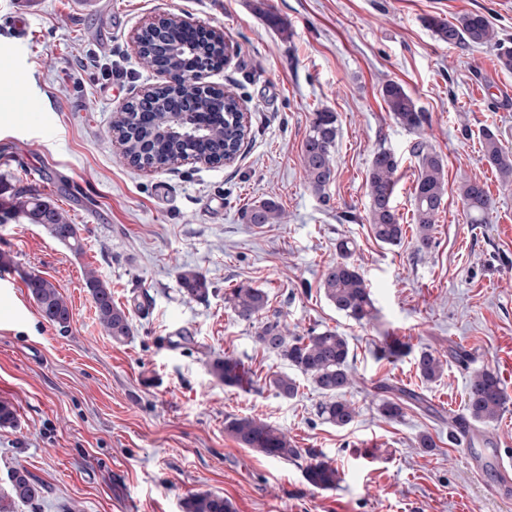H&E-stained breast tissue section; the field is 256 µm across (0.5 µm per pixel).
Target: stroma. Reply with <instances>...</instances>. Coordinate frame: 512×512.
Returning a JSON list of instances; mask_svg holds the SVG:
<instances>
[{
    "instance_id": "obj_1",
    "label": "stroma",
    "mask_w": 512,
    "mask_h": 512,
    "mask_svg": "<svg viewBox=\"0 0 512 512\" xmlns=\"http://www.w3.org/2000/svg\"><path fill=\"white\" fill-rule=\"evenodd\" d=\"M256 0H0V202L32 187L79 227L74 252L38 224H0V401L17 424L0 427V487L23 465L47 487L39 508L9 512H183L192 492L224 493L237 512H512L491 495L494 470L474 475L448 423L464 411L472 372L490 368L509 400L489 426L512 453V188L483 156L480 131H497L512 152V87L487 47H452L425 25L483 14L512 38V0H266L289 36L268 26ZM173 14L223 29L230 63L206 83L234 93L250 133L230 164L185 162L164 171L133 166L110 134L129 99L162 75L144 69L133 32ZM27 22L17 36V17ZM399 82L426 116L419 132L392 118L382 85ZM37 103L45 116L35 122ZM336 115L335 174L323 194L309 187L301 156L314 112ZM443 158L446 194L431 251H416L412 212L416 139ZM399 160L394 204L398 246L377 241L368 223L366 180L374 153ZM486 184L493 204L469 223L459 188ZM271 198L279 224L244 223L243 209ZM350 239L376 311L359 324L320 290L336 242ZM96 269L129 310L133 336L104 335L85 288ZM193 269L211 283L188 300L178 276ZM51 280L71 309L68 329L44 320L25 285ZM251 283L269 295L292 332L337 329L354 354L347 398L357 412L341 429L317 415L320 397L302 383L285 400L265 384L283 366L224 304V291ZM438 352L441 379H420L411 355L379 357L381 340ZM242 360L245 387L212 377V355ZM422 393L430 410L398 421L377 407L385 386ZM282 429L301 450L333 460L335 489L315 491L300 461L242 447L224 431L229 416ZM437 443L417 446L421 434Z\"/></svg>"
}]
</instances>
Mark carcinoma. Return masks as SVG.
<instances>
[{
  "label": "carcinoma",
  "mask_w": 512,
  "mask_h": 512,
  "mask_svg": "<svg viewBox=\"0 0 512 512\" xmlns=\"http://www.w3.org/2000/svg\"><path fill=\"white\" fill-rule=\"evenodd\" d=\"M256 11L267 24L282 35H288V25L277 14L256 3ZM427 27L437 40L452 46H490L497 50L501 67L512 71V46L498 38L489 21L478 13H465L454 21L430 16L425 19ZM159 25L167 41L176 48L191 46L194 51H185L166 60L164 69L177 71L193 67L194 56L205 53L212 68L224 66V56L229 44L224 38L210 36L191 27L184 26L170 17L159 18ZM139 62L146 68L158 66L153 42L145 36L139 45ZM194 85H160L153 88L152 119L140 114V100L130 102L125 111L130 116L114 119L111 130L124 145L123 154L133 165H145L163 169L173 158L182 153L197 154L215 160L238 153L248 136V125L242 119L238 98L224 92L223 111L202 112L185 118L186 126L205 127L201 138L188 137L175 140L160 133L168 118L166 106L176 94L195 95ZM383 99L396 123L409 131L421 128L425 115L405 88L395 82L382 85ZM336 116L327 109L313 113L302 151V164L309 186L319 194L330 183L334 174L333 151L336 146ZM483 154L497 171L501 182L512 184V153L506 151L491 129L482 132ZM412 154L417 162V177L413 189V220L417 229V250L426 253L433 243V230L441 211L446 193L445 166L442 157L424 140L412 145ZM399 161L389 149L381 148L373 155L368 177L369 225L375 239L397 246L403 237L394 193ZM460 197L470 223L482 224L492 206V200L484 185L466 181L460 186ZM281 218V208L273 199L253 204L244 213L248 224L262 226L275 224ZM23 220L27 224H42L58 242L69 246L75 253L83 246L77 225L52 201L38 193L27 191L19 196L10 209H0V224L8 220ZM339 258L327 266L320 281V291L336 311L358 322L368 323L374 318V302L369 285L352 261L351 241L346 238L336 243ZM28 293L40 309L44 319L60 328L68 327L70 309L67 301L53 282L39 274H30L25 280ZM182 293L190 300L203 301L210 293V283L199 271H184L179 275ZM85 287L96 309L99 325L106 335L116 343H124L133 337V324L128 310L112 299V291L90 269L85 274ZM224 303L241 321L254 328V342L263 351L274 354L292 373L277 372L268 377L266 385L283 399L297 397L300 379L313 385L322 397L318 405V416L338 427H348L356 418V407L347 399L346 392L354 385L353 355L346 336L335 329H312L305 336H295L288 331L277 313H269L268 293L262 288L240 283L224 292ZM419 376L425 382H434L444 372V363L436 352L423 348L414 356ZM210 374L228 387H241L245 383V368L241 360L231 356H212L207 361ZM508 396L498 375L488 369L474 372L467 383V420L471 427L488 426L501 417ZM429 409L427 400L412 391L399 390V396L387 399L379 405L382 418L396 421L404 416L408 407ZM224 431L240 445L266 457L292 461L307 455L303 476L315 490H332L340 481L336 466L322 455L311 450L301 453L292 445L288 435L270 423L255 417H228L224 420ZM8 489L3 499L10 503L31 504L43 498L44 485L23 467H13L7 475ZM184 512H235L231 500L212 491H196L183 501Z\"/></svg>",
  "instance_id": "carcinoma-1"
}]
</instances>
